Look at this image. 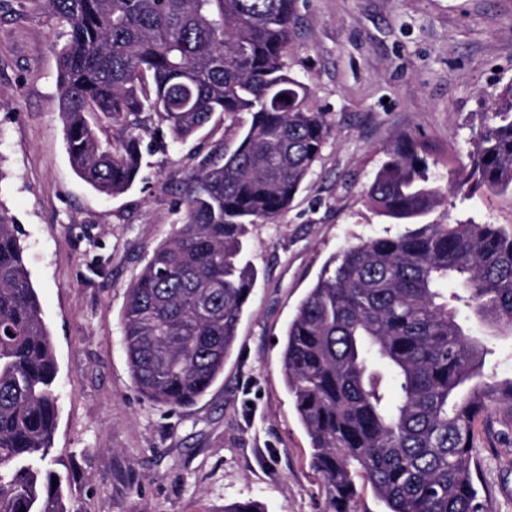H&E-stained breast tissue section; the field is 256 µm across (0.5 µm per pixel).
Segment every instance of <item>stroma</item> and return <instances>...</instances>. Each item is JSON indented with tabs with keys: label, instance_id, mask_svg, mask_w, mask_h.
Returning <instances> with one entry per match:
<instances>
[{
	"label": "stroma",
	"instance_id": "35a3bbf8",
	"mask_svg": "<svg viewBox=\"0 0 512 512\" xmlns=\"http://www.w3.org/2000/svg\"><path fill=\"white\" fill-rule=\"evenodd\" d=\"M59 42L32 0H0V211L18 226L52 336L49 461L71 507L322 512L279 341L331 257L397 232L366 198L392 136L424 143L437 172L465 162L472 125L512 81V0H297L288 66L335 131L291 207L252 226L259 278L235 348L216 383L177 410L147 402L131 379L126 290L179 218V179L212 144L236 147L250 116L151 149L130 190L101 195L66 152ZM454 215L512 232V195L477 191ZM474 431L475 486L490 512H512V402H491Z\"/></svg>",
	"mask_w": 512,
	"mask_h": 512
}]
</instances>
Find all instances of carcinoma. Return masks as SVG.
Here are the masks:
<instances>
[{"label": "carcinoma", "instance_id": "cac0c4a2", "mask_svg": "<svg viewBox=\"0 0 512 512\" xmlns=\"http://www.w3.org/2000/svg\"><path fill=\"white\" fill-rule=\"evenodd\" d=\"M39 2L66 37L69 161L95 191L129 190L164 128L177 143L217 113L251 116L234 149L213 144L184 177L178 224L126 291L135 386L155 405L191 406L223 374L254 292L249 226L288 209L334 131L288 71L297 0ZM90 114L116 134L101 137ZM468 157L444 176L420 142L394 137L367 195L403 230L345 247L288 324L283 372L325 512H362L360 481L388 512H484L474 424L489 401H512V378L486 371L495 350L467 323L512 332V234L425 218L461 191L512 192V81ZM57 373L16 227L0 211V512H71L59 476L38 467L55 432Z\"/></svg>", "mask_w": 512, "mask_h": 512}]
</instances>
